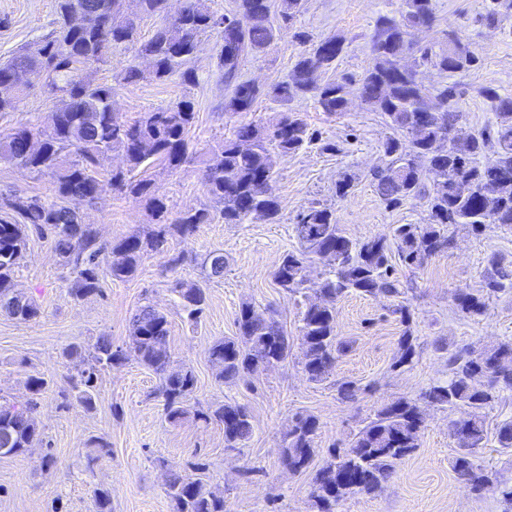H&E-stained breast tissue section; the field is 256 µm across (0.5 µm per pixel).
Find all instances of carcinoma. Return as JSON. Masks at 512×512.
Here are the masks:
<instances>
[{"instance_id":"carcinoma-1","label":"carcinoma","mask_w":512,"mask_h":512,"mask_svg":"<svg viewBox=\"0 0 512 512\" xmlns=\"http://www.w3.org/2000/svg\"><path fill=\"white\" fill-rule=\"evenodd\" d=\"M110 2L57 0L58 27L0 63L2 78L16 69L34 66L33 50L43 52L38 76L53 87V109L43 129L35 132L19 122L1 135L0 162L51 177L62 200L59 205L36 196H0V210L6 207L18 217L14 222L0 218V315L16 321L32 322L40 315L36 301L17 291L13 282L17 261L30 235L50 240L63 263L73 270L68 295L80 299L100 291L101 271L114 280H127L144 255L162 246L167 237L187 239L198 225L212 220L205 209L169 218L167 205L152 191L151 181L134 176L157 160L171 169L192 161L187 137L195 122L193 103L182 100L166 109L142 112L128 123L112 111L113 87L89 84L81 78L82 68L103 60L112 46L135 40V23ZM75 11L87 18L78 28L67 24L68 15ZM508 14H512V0H489L481 20L496 27ZM434 20V0H403L399 17L377 18L370 37L371 65L356 92L366 104L382 112L392 130L382 143V164L370 173L376 193L388 206L419 199L426 201L429 209V223L399 224L393 232L399 259L410 268H418L450 248L448 227L452 225H466L475 232L489 224L512 228V96L485 88L495 111L494 126L484 131L459 126V114L451 106L456 85L430 88L420 77V68L428 65L455 73L477 63L475 52L454 30L445 34L452 44V55L434 51L431 44L422 45L414 66L402 68L404 52L413 49L412 31L429 27ZM275 31L271 0H236L234 11L224 15L211 11L206 0H188L181 17L165 21L151 39L140 43L137 53L151 60L152 78L165 81L178 73L190 83L194 74L187 65L196 52L197 40L215 32L222 36L217 66L225 86L231 89L224 110L246 113L263 96L288 102L309 94L317 109L329 117L347 111L352 80L343 77L318 84L307 79L311 70H325L335 64L343 51V41L336 37L301 52L285 82L264 88L239 80L242 61L263 52ZM454 131L461 133L462 141L450 138L447 152H435V142ZM310 140L307 123L296 112H279L267 125H236L231 136L204 162L202 175L207 194L223 204L220 217L224 223L242 224L254 211L276 221L279 203L273 193V171L267 155L273 147L284 155L295 154ZM492 142L497 151L490 159L486 150ZM112 152L122 155L125 168L102 179L97 169L100 157ZM462 186L467 193L459 192ZM108 187L145 199L152 226L112 243L101 241L93 227L81 222L78 209ZM294 232L299 247L282 257L273 279L296 298L300 364L309 380L320 382L332 372L336 355L345 348L336 333V300L351 291L396 299L403 291L390 263L388 239L353 241L343 235L334 212L322 206H311L301 213ZM321 253L333 254L335 262L308 287V268ZM203 266L208 279L224 278L223 253L209 252ZM509 281L512 270L502 261H494L482 289L456 293L457 309L466 316L482 313L485 296L504 290ZM174 292L188 317L198 319L206 302L204 289L195 281H181ZM235 325L236 336L217 339L208 349L217 381H241L288 358V333L275 312L259 311L244 302ZM131 326L125 352L112 349L111 337L104 334L88 348L70 345L65 349V357L78 358L84 365L71 377L74 400L94 409L100 372L130 356L159 377L168 421L176 423L191 416L206 424H221L226 448H240L252 438L254 425L245 406L223 403L203 411L190 405L195 375L188 368H171L169 321L163 312L144 305L133 315ZM416 356V339L407 330L399 341L393 367H409ZM47 385L45 378L32 374L25 381L24 399L0 396L1 456L22 454L41 441L34 413ZM504 391H512V341L480 349L463 347L448 354L446 382L428 386L417 401L402 397L379 406L346 448L330 452V458L312 478L310 496L317 512H337V507L353 495L383 491L398 461L420 447L423 403L466 415L465 420L452 423L458 445L453 470L472 491H494L512 505V485L498 482L476 458L485 433L483 411ZM318 429L313 415L298 413L288 420L280 458L290 471L300 473L312 465ZM194 470L195 476L169 473L167 495L174 512H228L224 498L216 496L200 476L205 465L198 463Z\"/></svg>"}]
</instances>
